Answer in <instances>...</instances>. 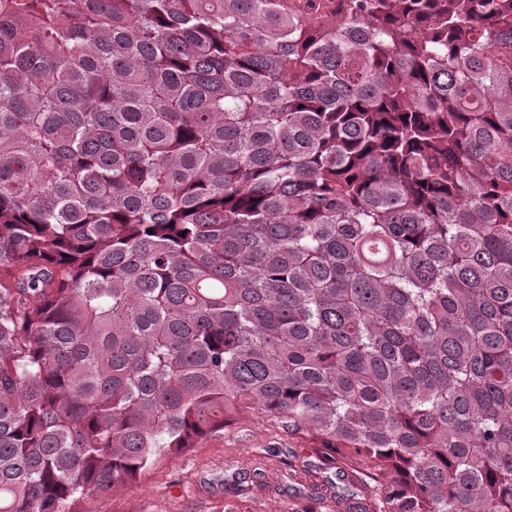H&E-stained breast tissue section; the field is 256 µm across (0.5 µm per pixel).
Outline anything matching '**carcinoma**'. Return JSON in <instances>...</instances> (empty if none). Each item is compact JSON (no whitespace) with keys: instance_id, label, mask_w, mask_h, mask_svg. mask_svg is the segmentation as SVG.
Here are the masks:
<instances>
[{"instance_id":"cac0c4a2","label":"carcinoma","mask_w":512,"mask_h":512,"mask_svg":"<svg viewBox=\"0 0 512 512\" xmlns=\"http://www.w3.org/2000/svg\"><path fill=\"white\" fill-rule=\"evenodd\" d=\"M0 512L250 410L386 512H512V0H0Z\"/></svg>"}]
</instances>
